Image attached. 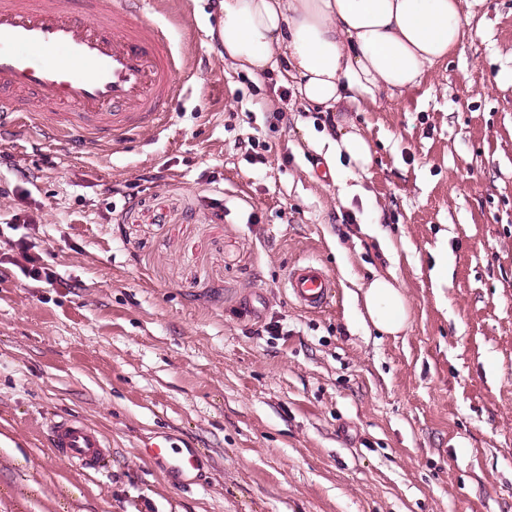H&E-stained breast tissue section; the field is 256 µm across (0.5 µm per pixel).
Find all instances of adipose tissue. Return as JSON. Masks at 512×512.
<instances>
[{
  "instance_id": "obj_1",
  "label": "adipose tissue",
  "mask_w": 512,
  "mask_h": 512,
  "mask_svg": "<svg viewBox=\"0 0 512 512\" xmlns=\"http://www.w3.org/2000/svg\"><path fill=\"white\" fill-rule=\"evenodd\" d=\"M224 62L254 75L278 69L325 112L375 106L417 86L468 34L467 0H219ZM380 332L407 325L400 288L377 276L361 287Z\"/></svg>"
}]
</instances>
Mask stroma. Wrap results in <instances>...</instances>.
<instances>
[{"label": "stroma", "instance_id": "stroma-1", "mask_svg": "<svg viewBox=\"0 0 512 512\" xmlns=\"http://www.w3.org/2000/svg\"><path fill=\"white\" fill-rule=\"evenodd\" d=\"M146 18L188 77L162 126L0 130V512H512V0L347 112L372 164L332 177L325 113L225 65L218 0ZM305 259L335 281L318 313L284 288ZM376 275L407 299L394 336L362 318ZM63 416L107 471L49 446ZM157 435L198 475L146 458ZM50 444L83 470L104 472L112 449L93 427L77 419L61 418L48 426Z\"/></svg>", "mask_w": 512, "mask_h": 512}]
</instances>
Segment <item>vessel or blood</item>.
Returning a JSON list of instances; mask_svg holds the SVG:
<instances>
[{
	"instance_id": "b4317fda",
	"label": "vessel or blood",
	"mask_w": 512,
	"mask_h": 512,
	"mask_svg": "<svg viewBox=\"0 0 512 512\" xmlns=\"http://www.w3.org/2000/svg\"><path fill=\"white\" fill-rule=\"evenodd\" d=\"M149 0H0V128L27 118L56 135L117 142L163 122L180 90V67L163 33L144 17ZM59 112L44 121L38 105ZM289 297L311 312L325 309L334 282L317 261L288 271ZM50 444L81 469L104 472L112 454L102 435L77 419L48 427ZM154 461L196 469L198 455L167 440L146 447Z\"/></svg>"
}]
</instances>
